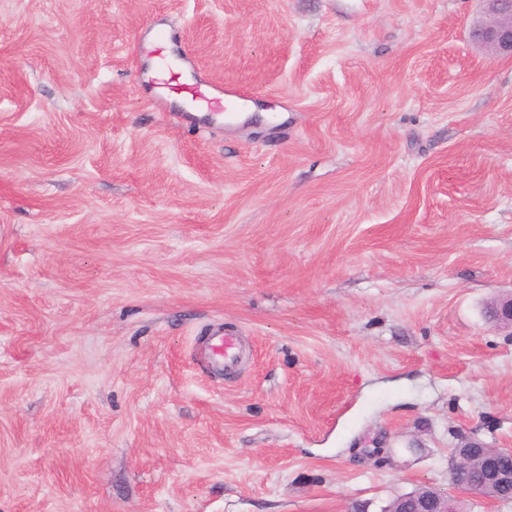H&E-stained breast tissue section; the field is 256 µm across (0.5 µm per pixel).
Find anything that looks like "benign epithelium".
I'll list each match as a JSON object with an SVG mask.
<instances>
[{
  "label": "benign epithelium",
  "mask_w": 512,
  "mask_h": 512,
  "mask_svg": "<svg viewBox=\"0 0 512 512\" xmlns=\"http://www.w3.org/2000/svg\"><path fill=\"white\" fill-rule=\"evenodd\" d=\"M485 17L477 22L473 37L496 53L512 57V0H481ZM489 316L512 328V294L487 304ZM455 460L452 476L458 488L481 496L485 487L506 488L512 493V468L500 463L503 455H512V448H487L474 441H465L452 451ZM398 512H452L448 494L430 485L400 498Z\"/></svg>",
  "instance_id": "7a95c632"
}]
</instances>
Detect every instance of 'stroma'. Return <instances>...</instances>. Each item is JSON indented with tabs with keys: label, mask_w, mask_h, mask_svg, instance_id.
<instances>
[{
	"label": "stroma",
	"mask_w": 512,
	"mask_h": 512,
	"mask_svg": "<svg viewBox=\"0 0 512 512\" xmlns=\"http://www.w3.org/2000/svg\"><path fill=\"white\" fill-rule=\"evenodd\" d=\"M480 11L0 0V512H382L452 492L461 437L512 448V59ZM158 24L236 120L156 96ZM487 312L493 320L512 329V292L487 304ZM236 348V339L234 336H213L210 345V354L202 357L203 361L209 368L214 365L215 357H224V364L229 360L230 356Z\"/></svg>",
	"instance_id": "35a3bbf8"
}]
</instances>
